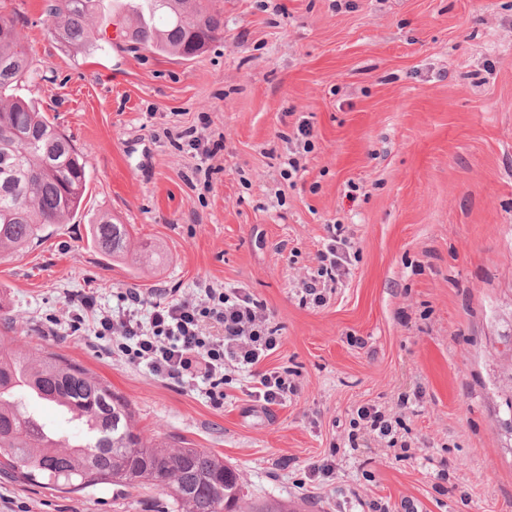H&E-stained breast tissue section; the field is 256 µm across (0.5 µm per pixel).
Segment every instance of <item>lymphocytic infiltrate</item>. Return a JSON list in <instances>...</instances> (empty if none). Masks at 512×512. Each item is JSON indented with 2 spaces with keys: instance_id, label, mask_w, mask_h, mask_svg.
Instances as JSON below:
<instances>
[{
  "instance_id": "f902f5d3",
  "label": "lymphocytic infiltrate",
  "mask_w": 512,
  "mask_h": 512,
  "mask_svg": "<svg viewBox=\"0 0 512 512\" xmlns=\"http://www.w3.org/2000/svg\"><path fill=\"white\" fill-rule=\"evenodd\" d=\"M346 250L344 239L330 240L316 276L303 287V303L326 304L327 286L344 267ZM118 301L117 308L106 310L93 297H84L79 309L69 313L70 330L78 331L85 319H92L96 336L111 337L113 354L201 393L218 407L224 403L230 367L249 374L251 395L264 405L284 404L297 393V384L279 369H261L280 339L269 328L263 306L242 289L208 286L191 298L173 290L153 301L144 317L139 293L126 291Z\"/></svg>"
}]
</instances>
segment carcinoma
<instances>
[{
  "label": "carcinoma",
  "instance_id": "obj_1",
  "mask_svg": "<svg viewBox=\"0 0 512 512\" xmlns=\"http://www.w3.org/2000/svg\"><path fill=\"white\" fill-rule=\"evenodd\" d=\"M100 0H48L46 15L59 42L87 46ZM224 33V15L205 0H137L129 35L132 48L193 58ZM31 72L17 20L0 15V126L23 139L0 138V254L26 248L50 224L76 216L86 190V157L35 106L7 94ZM26 187L16 197L15 183ZM126 229L101 217L90 242L101 252H123ZM55 405L82 438L54 431L30 414L22 396L35 391ZM0 472L62 493L100 484L150 485L179 502L182 512H240L236 469L213 451L170 437L156 442L137 426L129 403L86 368L54 352L0 347Z\"/></svg>",
  "mask_w": 512,
  "mask_h": 512
}]
</instances>
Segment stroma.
<instances>
[{
    "label": "stroma",
    "instance_id": "stroma-1",
    "mask_svg": "<svg viewBox=\"0 0 512 512\" xmlns=\"http://www.w3.org/2000/svg\"><path fill=\"white\" fill-rule=\"evenodd\" d=\"M46 0H0L38 72L18 83L88 159L79 214L0 255V345L52 349L111 384L145 435L223 454L245 502L302 512H512V0H211L224 34L190 60L131 50L102 0L93 51L62 46ZM129 234L108 258L87 227ZM350 259L301 302L327 227ZM247 289L292 371L286 405L242 376L223 407L112 354L65 310L136 289ZM58 325H49L48 315ZM395 446L350 447L360 407ZM328 475L310 476L316 461ZM181 512L152 487L62 494L0 474V512ZM358 417L363 428L370 432H378L379 435L386 437L393 431L392 423L374 406L359 408Z\"/></svg>",
    "mask_w": 512,
    "mask_h": 512
}]
</instances>
